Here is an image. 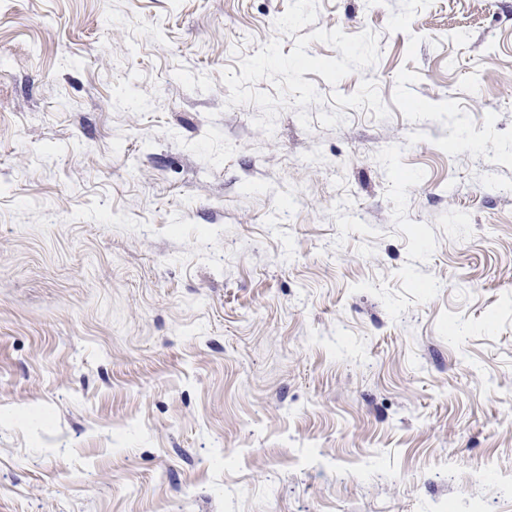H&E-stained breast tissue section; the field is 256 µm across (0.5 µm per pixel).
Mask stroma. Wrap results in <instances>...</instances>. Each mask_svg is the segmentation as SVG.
Returning <instances> with one entry per match:
<instances>
[{"label": "stroma", "instance_id": "1", "mask_svg": "<svg viewBox=\"0 0 512 512\" xmlns=\"http://www.w3.org/2000/svg\"><path fill=\"white\" fill-rule=\"evenodd\" d=\"M0 512H512V0H0Z\"/></svg>", "mask_w": 512, "mask_h": 512}]
</instances>
